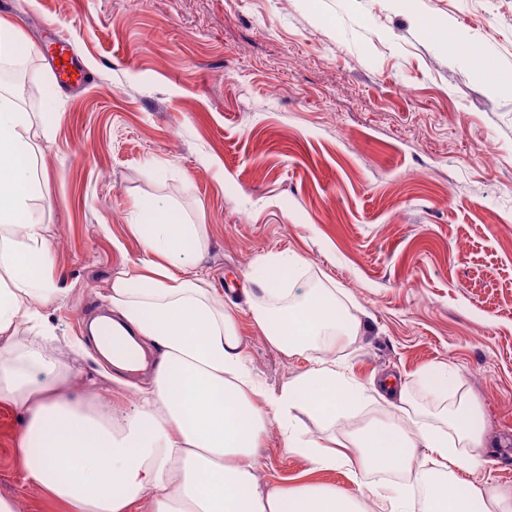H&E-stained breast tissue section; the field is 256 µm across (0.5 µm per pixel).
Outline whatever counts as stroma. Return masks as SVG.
<instances>
[{
    "label": "stroma",
    "mask_w": 512,
    "mask_h": 512,
    "mask_svg": "<svg viewBox=\"0 0 512 512\" xmlns=\"http://www.w3.org/2000/svg\"><path fill=\"white\" fill-rule=\"evenodd\" d=\"M25 41L50 30L88 76L73 89L46 55L21 61L41 88L22 107L50 120L35 156L44 222L66 295L50 320L86 341L114 272L141 254L129 230L143 200L203 225L202 264L238 306L248 359L276 394L310 368L251 324L244 293L260 256L306 262L305 282L339 288L361 322L324 351L366 389L393 377L429 409L434 370L456 371L488 437L471 483L512 489V0H0ZM445 20L469 45L426 38ZM496 152L485 159L483 145ZM88 380L122 410L148 372L113 381L87 349ZM23 419L0 405V494L20 512H65L24 484ZM261 482L330 486L370 499L368 481L263 438Z\"/></svg>",
    "instance_id": "1"
}]
</instances>
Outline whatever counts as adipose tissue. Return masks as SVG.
I'll use <instances>...</instances> for the list:
<instances>
[{
	"mask_svg": "<svg viewBox=\"0 0 512 512\" xmlns=\"http://www.w3.org/2000/svg\"><path fill=\"white\" fill-rule=\"evenodd\" d=\"M35 119L0 85V403L24 421L17 450L27 484L68 512H512V492L492 484L460 489L459 476L483 460L484 419L470 400L437 412L410 389L382 381L386 421L352 438H312L292 423L306 410L333 425L354 416L364 397L353 376L324 361L270 396L255 379L234 307L206 275L202 227L172 205L139 203L131 226L140 256L117 271L106 290L112 324L124 345L159 356L132 411L116 412L105 393L69 395L79 373L51 343L46 312L65 295L53 274L54 253L35 201ZM281 268L302 276L303 258L282 252L256 262L249 278L251 323L286 356L317 352L357 335L359 322L332 288L302 293L267 276ZM288 448L322 469L372 478L373 502L333 487L263 489L257 458L269 428Z\"/></svg>",
	"mask_w": 512,
	"mask_h": 512,
	"instance_id": "ef3b65f1",
	"label": "adipose tissue"
}]
</instances>
